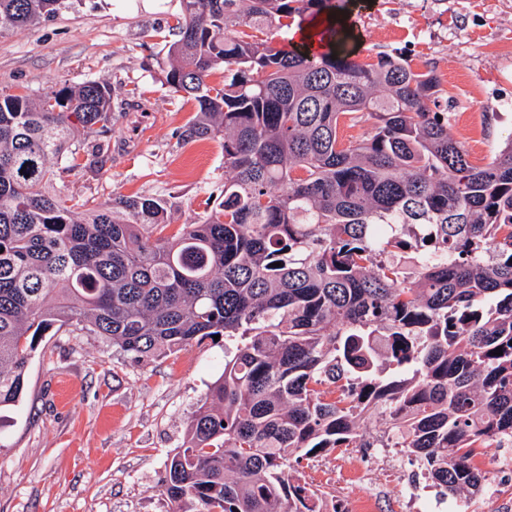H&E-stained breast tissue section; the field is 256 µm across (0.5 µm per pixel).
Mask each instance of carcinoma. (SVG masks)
Here are the masks:
<instances>
[{
  "instance_id": "carcinoma-1",
  "label": "carcinoma",
  "mask_w": 512,
  "mask_h": 512,
  "mask_svg": "<svg viewBox=\"0 0 512 512\" xmlns=\"http://www.w3.org/2000/svg\"><path fill=\"white\" fill-rule=\"evenodd\" d=\"M65 2L0 0V30ZM349 5L182 0L165 81L198 104L189 137L223 136L224 200L172 235L161 197L87 208L54 187L58 163L104 154L85 137L112 124L108 82L0 94V409L54 326L139 358L232 341L161 481L177 512H316L292 458L391 439L442 495L476 497L477 450L512 448V140L473 164L440 77L401 56L360 64L335 31L311 66L255 39Z\"/></svg>"
}]
</instances>
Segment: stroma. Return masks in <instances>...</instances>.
Listing matches in <instances>:
<instances>
[{"instance_id":"stroma-1","label":"stroma","mask_w":512,"mask_h":512,"mask_svg":"<svg viewBox=\"0 0 512 512\" xmlns=\"http://www.w3.org/2000/svg\"><path fill=\"white\" fill-rule=\"evenodd\" d=\"M181 0H69L54 18L0 32V93L38 95L89 79L112 86L99 163L61 171L62 190L92 205L118 197L168 200L173 224L199 223L223 198L222 138L187 139L193 99L172 96L169 28ZM364 46L435 67L451 104L448 132L473 163L512 138V0H374L356 8ZM224 366L223 341L135 358L100 337L50 329L33 352L24 395L0 411V512H172L159 492L168 459ZM362 448L300 458L293 474L320 493L336 474L345 512L365 483L351 479Z\"/></svg>"}]
</instances>
